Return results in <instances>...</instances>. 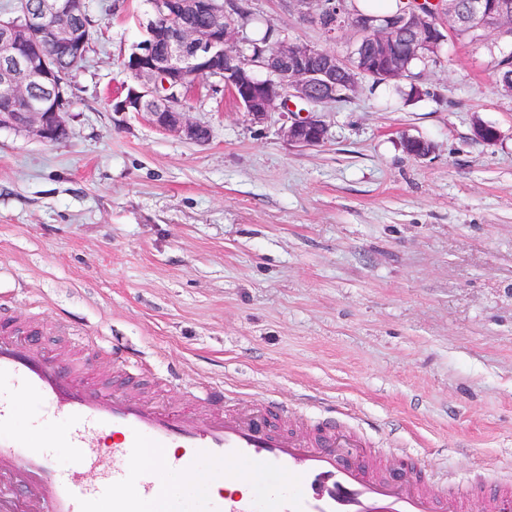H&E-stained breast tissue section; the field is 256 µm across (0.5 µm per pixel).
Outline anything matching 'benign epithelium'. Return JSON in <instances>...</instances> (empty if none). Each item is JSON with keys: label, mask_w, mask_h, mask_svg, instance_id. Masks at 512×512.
<instances>
[{"label": "benign epithelium", "mask_w": 512, "mask_h": 512, "mask_svg": "<svg viewBox=\"0 0 512 512\" xmlns=\"http://www.w3.org/2000/svg\"><path fill=\"white\" fill-rule=\"evenodd\" d=\"M288 12L318 27L326 39L346 28L370 37L376 57L386 65L375 74L388 82L400 78L392 62L395 28L416 31L425 21L420 14H406L396 21L376 24L352 19L336 9L331 0H287ZM84 0H37L21 20H0V126L31 134L42 141H55L64 126L66 100L61 93L66 77L57 69L53 51L58 47L83 57L89 35H80L73 20L83 11ZM154 17L147 24V38L131 53L136 84L113 100L115 112L145 115L157 129L196 144L208 142L209 125L194 121L183 108L189 76L213 79L217 89L244 96L238 101L255 124L264 123L294 102L312 109L280 129L288 144L306 148L321 144L327 128L317 107L349 99L360 87V69L334 51L279 38L270 53L250 52L248 63L240 62L244 25L239 0H153ZM469 21L487 23L497 33L512 28V11L503 6L489 10L484 0H475ZM448 36L435 32L403 44V55L420 57L435 50ZM266 74L260 79L258 73ZM41 88L34 97L35 88Z\"/></svg>", "instance_id": "benign-epithelium-1"}]
</instances>
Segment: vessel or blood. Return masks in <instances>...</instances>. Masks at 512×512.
<instances>
[{
	"mask_svg": "<svg viewBox=\"0 0 512 512\" xmlns=\"http://www.w3.org/2000/svg\"><path fill=\"white\" fill-rule=\"evenodd\" d=\"M34 403L28 416L17 398ZM220 391L201 408L151 403L84 377L30 341L0 336V512H146L165 479L211 465L198 494L165 512H504L508 481L443 489L417 454L401 467L378 462L341 419L314 417L289 432L291 408L276 398L225 411ZM156 462L141 464L144 449Z\"/></svg>",
	"mask_w": 512,
	"mask_h": 512,
	"instance_id": "b4317fda",
	"label": "vessel or blood"
}]
</instances>
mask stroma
Wrapping results in <instances>:
<instances>
[{"label": "stroma", "instance_id": "1", "mask_svg": "<svg viewBox=\"0 0 512 512\" xmlns=\"http://www.w3.org/2000/svg\"><path fill=\"white\" fill-rule=\"evenodd\" d=\"M87 4L68 138L0 127V317L103 381L120 343L148 370L133 393L175 408L208 386L271 395L347 414L376 453L417 452L436 476L512 477V93L496 67L512 41L452 37L412 80L362 81L322 107L309 148L204 81L186 103L212 129L196 145L112 109L149 0ZM249 5L292 42L343 56L356 38Z\"/></svg>", "mask_w": 512, "mask_h": 512}]
</instances>
